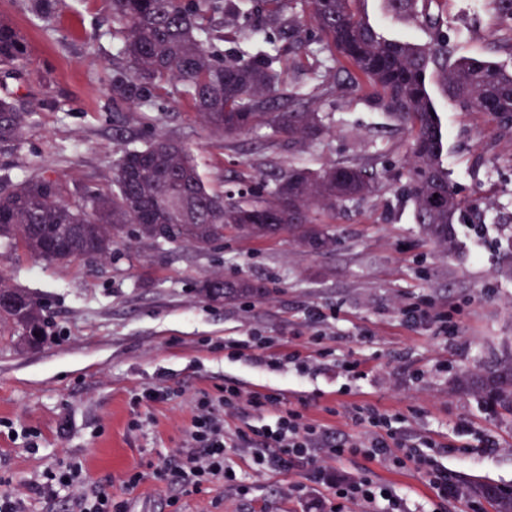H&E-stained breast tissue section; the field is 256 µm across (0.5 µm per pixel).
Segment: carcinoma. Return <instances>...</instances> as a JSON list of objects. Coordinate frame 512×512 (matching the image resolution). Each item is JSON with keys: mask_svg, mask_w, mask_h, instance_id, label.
I'll use <instances>...</instances> for the list:
<instances>
[{"mask_svg": "<svg viewBox=\"0 0 512 512\" xmlns=\"http://www.w3.org/2000/svg\"><path fill=\"white\" fill-rule=\"evenodd\" d=\"M307 21L342 60L366 79L381 105L398 115L411 139L406 190L415 219L438 246L448 247V229L463 200L448 183L443 166L442 126L427 88L438 74L448 97L462 112H481L512 133V71L473 57L448 61V36L440 20L422 15L431 41L416 46L388 39L353 11L355 0H305ZM117 54L108 78L112 109L151 112L162 107L167 87L180 85L181 98L218 137L267 125L300 139L323 132L314 101L288 110L276 96L281 56L265 49L226 58L217 48L260 26L265 14L246 13L243 0H112ZM30 64L26 38L0 19V68L20 76ZM28 124L16 99L0 97V142L18 141ZM378 173L357 164H332L319 170L294 168L273 187L225 201L208 189L190 151L164 135L127 145L116 161L112 193L90 188L73 205L59 179L44 172L0 191V248L21 251L43 261L107 258L129 226L141 239L188 245L205 251L224 241L232 229L256 239L292 237L311 250L327 249L333 238L313 218L334 211L374 190ZM261 291L248 279H224L215 272L199 283L208 300L234 301ZM0 292L26 298L18 308L0 310V333L34 346L45 333L40 303L0 278ZM501 413L512 417V352L483 371L458 382ZM473 494L492 502L495 512H512V493L485 485Z\"/></svg>", "mask_w": 512, "mask_h": 512, "instance_id": "1", "label": "carcinoma"}]
</instances>
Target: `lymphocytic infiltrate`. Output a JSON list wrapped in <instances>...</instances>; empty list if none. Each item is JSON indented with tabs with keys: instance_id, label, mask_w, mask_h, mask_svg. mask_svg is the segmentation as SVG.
<instances>
[{
	"instance_id": "1",
	"label": "lymphocytic infiltrate",
	"mask_w": 512,
	"mask_h": 512,
	"mask_svg": "<svg viewBox=\"0 0 512 512\" xmlns=\"http://www.w3.org/2000/svg\"><path fill=\"white\" fill-rule=\"evenodd\" d=\"M242 407L271 414L273 424L261 429L226 428L225 415ZM354 420L363 426V437L334 434L288 408L283 395L275 390L247 392L227 385L216 395L203 391L195 399V414L184 447L151 473H135L130 484L135 487L152 477L186 489L227 479L224 450L232 447L249 452L260 472H280L297 463L309 466L321 484L333 489L337 498L333 512H344L349 505L359 507L360 512H409L402 498L377 485L370 476L348 478L332 474L331 463L348 453L362 454L388 467L415 464L440 499L465 498V491L449 481L447 470L419 454L415 443L393 426L392 415L369 405L358 406ZM34 490L49 500L67 495L72 512H128L126 503L114 502L106 491L86 485L82 467L76 462L47 470L42 480L35 482Z\"/></svg>"
}]
</instances>
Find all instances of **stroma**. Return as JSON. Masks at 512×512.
Listing matches in <instances>:
<instances>
[{
	"label": "stroma",
	"instance_id": "stroma-1",
	"mask_svg": "<svg viewBox=\"0 0 512 512\" xmlns=\"http://www.w3.org/2000/svg\"><path fill=\"white\" fill-rule=\"evenodd\" d=\"M357 9L386 37L430 40L421 22L396 13L388 0H359ZM428 9L445 19L452 57L512 70V56L491 50L512 37L511 28L492 24V0H432ZM0 18L30 44L22 78L0 77V97L19 98L29 114L23 139L0 144V186L43 171L60 179L69 200L88 187L107 193L122 139L156 134L188 147L215 192L273 183L292 166L355 161L381 174L366 198L322 215L336 239L329 252L308 251L286 235L258 240L230 231L206 252L127 234L104 261L48 265L0 250V276L40 301L48 322L38 347L0 340V476L9 479L0 491L23 498L28 512H67L66 499L47 500L31 488L65 460L82 464L87 482L130 512H164L171 499L178 512H301L290 487L310 483L307 466L259 475L238 448L224 451L235 483L187 494L157 480L128 486L130 474L183 447L196 395L227 382L282 392L289 407L339 435L360 434L349 415L356 405L402 416L409 432L436 442L433 454L453 484L512 487V418L456 387L462 373L512 349V136L490 116L460 111L429 83L448 180L478 204L456 218L442 248L417 224L402 192L411 150L403 123L354 83L352 69L336 68L326 44L308 32H300L277 91L315 96L323 134L310 141L257 127L224 139L209 135L180 103L114 114L106 90L116 53L110 0H57L46 21L28 0H0ZM216 270L263 282L266 292L207 301L196 284ZM414 303L449 314L453 329L412 325L404 309ZM312 308L323 315L313 327ZM260 337L276 356H305L321 346L331 354L318 369L259 365L251 356ZM228 340L244 343L242 356L228 355ZM353 360L363 376L346 371ZM153 385L170 388L172 398L135 405L134 396ZM26 429L37 431L36 448L27 447ZM335 469L349 477L370 473L412 512L467 510L461 500L440 502L411 464L388 468L346 456Z\"/></svg>",
	"mask_w": 512,
	"mask_h": 512
}]
</instances>
